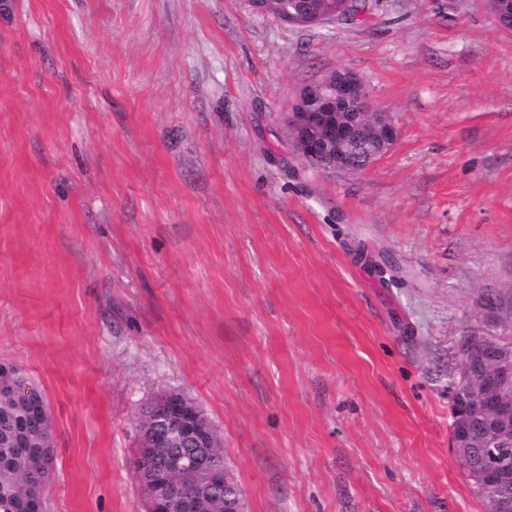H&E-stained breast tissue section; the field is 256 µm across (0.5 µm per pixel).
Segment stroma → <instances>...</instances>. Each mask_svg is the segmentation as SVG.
Instances as JSON below:
<instances>
[{
  "label": "stroma",
  "instance_id": "obj_1",
  "mask_svg": "<svg viewBox=\"0 0 512 512\" xmlns=\"http://www.w3.org/2000/svg\"><path fill=\"white\" fill-rule=\"evenodd\" d=\"M391 112L355 175L297 89ZM512 342V30L488 0L283 25L247 0H0V362L44 396L47 512H145L135 415L192 398L245 512H486L458 345ZM287 125L292 147L305 164L349 174L361 170L357 142L377 144L379 152L368 158L370 165L393 144L398 132L393 115L374 109L364 83L346 71L299 88Z\"/></svg>",
  "mask_w": 512,
  "mask_h": 512
}]
</instances>
